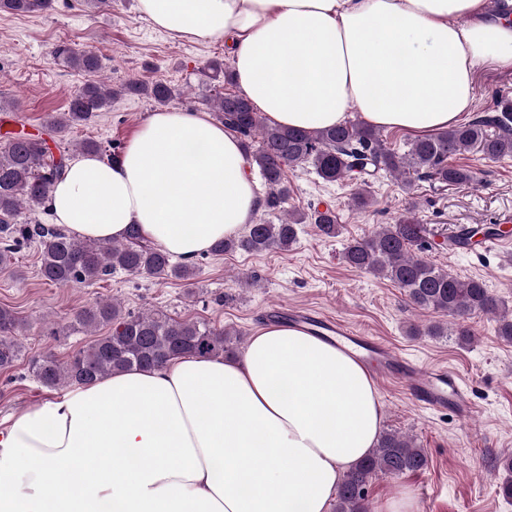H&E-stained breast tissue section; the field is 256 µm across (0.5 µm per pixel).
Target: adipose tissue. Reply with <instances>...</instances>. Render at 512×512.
Segmentation results:
<instances>
[{
    "label": "adipose tissue",
    "instance_id": "ef3b65f1",
    "mask_svg": "<svg viewBox=\"0 0 512 512\" xmlns=\"http://www.w3.org/2000/svg\"><path fill=\"white\" fill-rule=\"evenodd\" d=\"M173 40L224 42L274 125L448 129L474 75L512 68V0H137ZM237 135L205 113H152L119 158L72 161L45 206L81 239L130 225L190 261L252 223L262 199ZM364 363L280 324L242 359L184 356L30 407L0 432V512H329L374 448Z\"/></svg>",
    "mask_w": 512,
    "mask_h": 512
}]
</instances>
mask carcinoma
Segmentation results:
<instances>
[{"label":"carcinoma","instance_id":"obj_1","mask_svg":"<svg viewBox=\"0 0 512 512\" xmlns=\"http://www.w3.org/2000/svg\"><path fill=\"white\" fill-rule=\"evenodd\" d=\"M54 9L55 0H0V11L13 14H44ZM53 57L88 76L71 95L68 112L60 118H49L50 132L61 141L67 129L102 111L114 91L94 79L101 69V59L95 52L60 45L54 49ZM119 93L147 95L161 105H169L179 97L162 81L146 84L136 79L122 85ZM214 109L220 123L243 139L248 164L257 166L269 189L267 204L273 207L286 200L288 173L299 168L312 169L328 183L356 185L352 201L363 208L373 202L371 179L382 171L403 177L407 187L410 180L405 175L411 173L433 183L462 187L473 184L474 172L449 163L451 156L476 149L488 161L512 158V100L507 97L496 101L492 114L414 139L402 153L386 145L379 129L358 118L318 131L270 125L244 96L221 93L215 96ZM67 161L66 147H59L56 156L39 139L17 135L0 143V233L16 243L39 240V273L45 281L65 287L89 286L116 271L162 279L191 278L190 266L172 263L165 251L148 244L134 226L122 241L101 242L70 236L36 219L19 220L23 209L33 214L44 208ZM415 208L413 202L407 214L395 223L350 240L343 252L346 264L394 283L412 306L452 317L455 335L462 343L473 336L465 319L474 313L494 316L498 335L511 342L512 313L483 280L459 277L417 254L429 230L412 215ZM306 222L313 224L323 237L334 238L339 233L336 213L330 208H316L309 214L290 211L278 224L261 219L248 225L242 235L217 242L211 254L286 251L297 239L298 226ZM75 322L94 339L67 360L46 355L32 361V373L46 388L86 385L118 372L159 367L182 356L222 357L232 345V332L222 326L176 319L159 310L126 312L114 300L83 307ZM18 325L13 311L0 307L1 370L14 367L20 356V346L13 336ZM427 462L425 449L410 438L396 432L381 435L376 447L338 486L335 512H369L366 486L373 475L417 472ZM496 467L505 473L503 494L512 497V453L499 456Z\"/></svg>","mask_w":512,"mask_h":512}]
</instances>
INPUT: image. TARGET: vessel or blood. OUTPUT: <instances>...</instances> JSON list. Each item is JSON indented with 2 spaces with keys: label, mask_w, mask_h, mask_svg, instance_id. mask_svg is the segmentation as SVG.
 <instances>
[{
  "label": "vessel or blood",
  "mask_w": 512,
  "mask_h": 512,
  "mask_svg": "<svg viewBox=\"0 0 512 512\" xmlns=\"http://www.w3.org/2000/svg\"><path fill=\"white\" fill-rule=\"evenodd\" d=\"M288 318L350 347L364 360H376L379 376L401 384L419 407L432 412L450 411L461 417L474 415L475 407L467 389L453 368L412 360L378 338L357 332L348 323L312 309L289 310Z\"/></svg>",
  "instance_id": "1"
}]
</instances>
